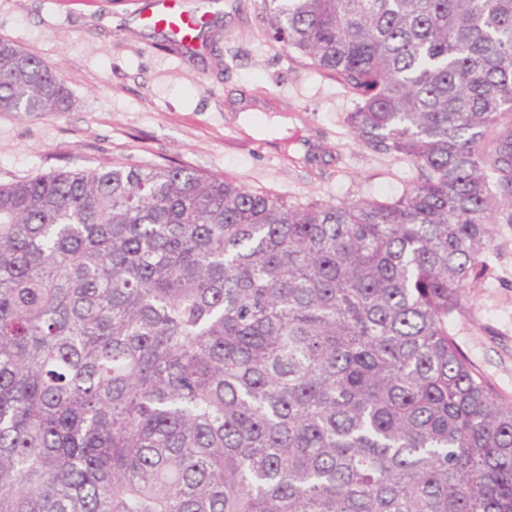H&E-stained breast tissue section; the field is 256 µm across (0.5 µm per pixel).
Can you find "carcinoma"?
I'll return each instance as SVG.
<instances>
[{"instance_id": "cac0c4a2", "label": "carcinoma", "mask_w": 512, "mask_h": 512, "mask_svg": "<svg viewBox=\"0 0 512 512\" xmlns=\"http://www.w3.org/2000/svg\"><path fill=\"white\" fill-rule=\"evenodd\" d=\"M421 179L291 204L178 165L0 183V512H512L449 332L512 224V0H262ZM65 81L0 40V112Z\"/></svg>"}]
</instances>
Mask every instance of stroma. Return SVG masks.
Returning <instances> with one entry per match:
<instances>
[{
	"mask_svg": "<svg viewBox=\"0 0 512 512\" xmlns=\"http://www.w3.org/2000/svg\"><path fill=\"white\" fill-rule=\"evenodd\" d=\"M152 0H0V39L59 70L71 92L52 113L0 112V182L50 171L176 163L228 175L289 202H389L416 181L408 160L360 146L355 97L270 39L261 0H182L204 26L193 51L142 25ZM259 103L255 132L238 96ZM284 127H268L274 117ZM489 274L450 332L512 403V224L492 227Z\"/></svg>",
	"mask_w": 512,
	"mask_h": 512,
	"instance_id": "1",
	"label": "stroma"
}]
</instances>
